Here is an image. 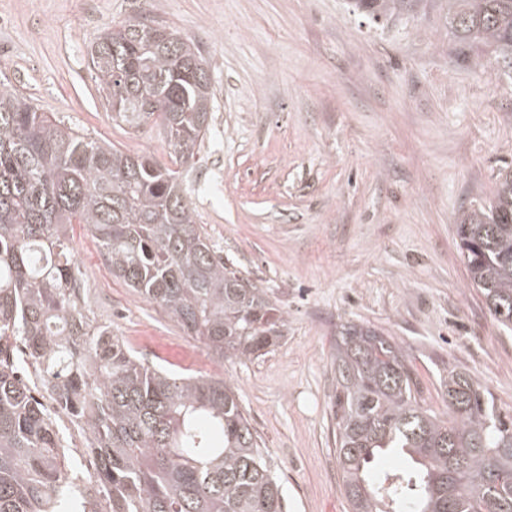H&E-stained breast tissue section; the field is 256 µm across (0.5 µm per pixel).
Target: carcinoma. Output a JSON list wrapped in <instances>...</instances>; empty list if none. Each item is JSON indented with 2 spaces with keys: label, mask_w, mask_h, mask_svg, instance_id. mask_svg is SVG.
<instances>
[{
  "label": "carcinoma",
  "mask_w": 512,
  "mask_h": 512,
  "mask_svg": "<svg viewBox=\"0 0 512 512\" xmlns=\"http://www.w3.org/2000/svg\"><path fill=\"white\" fill-rule=\"evenodd\" d=\"M378 19L426 0H353ZM460 51L512 68V0H444ZM112 110L157 129L170 162L127 153L38 111L0 81V512H284V497L235 388L143 363L89 316L73 225L98 242L127 287L224 360L257 359L287 319L224 265L184 194L214 119L204 58L142 15L88 52ZM462 261L498 325L512 331V168L457 224ZM341 494L351 512H512V414L454 367L441 413L413 360L384 331L347 321L333 344ZM85 436L77 483L57 418ZM405 462L391 487L372 473Z\"/></svg>",
  "instance_id": "carcinoma-1"
}]
</instances>
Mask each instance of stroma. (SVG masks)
Instances as JSON below:
<instances>
[{"mask_svg":"<svg viewBox=\"0 0 512 512\" xmlns=\"http://www.w3.org/2000/svg\"><path fill=\"white\" fill-rule=\"evenodd\" d=\"M147 12L199 48L215 90L190 180L197 222L288 329L265 356L217 362L113 276L78 224L92 317L147 364L230 382L287 512H350L331 409L341 323L393 336L434 409L453 365L512 413V335L470 286L456 236L512 165V69L459 57L438 0L387 21L350 0H0V80L82 133L168 161L155 132L113 121L87 58Z\"/></svg>","mask_w":512,"mask_h":512,"instance_id":"obj_1","label":"stroma"}]
</instances>
